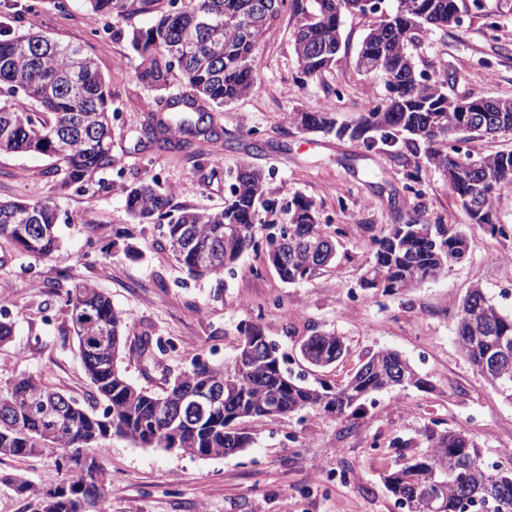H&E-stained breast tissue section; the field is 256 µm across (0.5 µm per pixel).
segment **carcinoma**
<instances>
[{"label":"carcinoma","instance_id":"cac0c4a2","mask_svg":"<svg viewBox=\"0 0 512 512\" xmlns=\"http://www.w3.org/2000/svg\"><path fill=\"white\" fill-rule=\"evenodd\" d=\"M90 16L130 22L148 18L151 24L128 32L139 57L137 78L158 92L156 102L170 109L149 111L139 143L148 151L187 150L194 141L218 142L224 137L213 113L249 93L256 85V51L273 29L286 0H86ZM209 11L219 18L211 31L200 34L194 16ZM366 12L363 0H314L312 11L294 33L299 71L317 78L331 69L342 47V18ZM460 0H392L387 15L363 37L356 64L376 76L389 71L383 103L363 113L346 129L336 113L319 105L294 115L308 133L348 137L368 153L425 146L427 163L448 179L472 223L492 236L508 238L512 227L499 221L495 192L512 183V150L480 156L474 168L464 150L469 137L512 133V100L469 96L468 111L444 91V81L423 80L409 46L437 31L460 24ZM255 17L243 34L238 23ZM179 82L184 90L169 89ZM32 152L53 159L50 173L63 172L62 190L84 186L113 169L112 93L95 59L70 42L41 40L21 26L0 21V153ZM264 173L250 165L233 176L224 206L195 209L172 205V194L156 179L131 185L125 196L128 214L139 224L166 221V249L191 276H219L231 271L249 250L265 238L267 259L287 284L306 282L336 261L337 239L322 229L314 203L299 193L285 194L282 223L259 221L265 195ZM59 215L54 204L0 202V240L21 254L43 258L60 249ZM321 242L325 252L310 255L303 245ZM373 261L360 280L367 292L404 294L437 277L467 251V237L447 224L421 213L390 224L372 237ZM76 333L106 336L107 347L80 352L94 385L88 409L42 381L23 377L0 388V457H35L58 453L62 482L70 495L55 497L36 487L24 474L0 476V482L35 502L36 512H100L108 498V479L95 462L85 464L82 449L117 436L146 448L178 450L192 456L222 457L248 447L251 437L236 427L246 418L273 421L302 410L322 411L355 425L364 412L363 400L393 388L391 371L405 373L404 385L429 386L409 361L391 349L379 350L362 362L342 385H309L283 368L279 354L258 324L240 329L239 353L259 342L262 355L244 362L197 359L187 372L165 380L159 393L131 383L118 364L123 333L130 316L112 306L90 283L59 293ZM456 340L460 351L505 400L512 403V360L491 363L503 344L512 346V313H504L482 290L472 288L459 305ZM141 354L154 363L166 351L161 339L141 340ZM346 347L334 332H315L297 348L309 365L324 368L338 361ZM218 393L221 401L200 411L182 403L186 394ZM424 451L392 470L385 483L402 502L423 507L429 496L440 512H512V455L505 463H487L475 440L463 430L440 427L433 420L422 433Z\"/></svg>","mask_w":512,"mask_h":512}]
</instances>
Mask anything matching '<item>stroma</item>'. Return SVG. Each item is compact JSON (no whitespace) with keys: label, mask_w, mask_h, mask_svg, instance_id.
<instances>
[{"label":"stroma","mask_w":512,"mask_h":512,"mask_svg":"<svg viewBox=\"0 0 512 512\" xmlns=\"http://www.w3.org/2000/svg\"><path fill=\"white\" fill-rule=\"evenodd\" d=\"M24 30L82 45L98 62L112 92V152L117 163L102 176L106 189L89 186L60 191L51 160L35 153L0 154V199L49 201L60 214L61 248L52 258L21 255L0 243V299H7L15 324L12 342L0 345V387L24 376L80 404L94 391L85 373L58 288L91 283L127 312L121 367L138 386L161 390L165 378L199 358L230 361L241 326L255 322L286 353V366L307 382L340 384L367 354L398 351L431 388H394L375 394L367 414L352 428L336 418L304 410L269 422L241 421L252 442L224 458L192 457L180 451L144 448L111 437L90 449L110 482L112 512H399L384 477L396 466L394 439L416 454L421 431L436 418L470 433L490 462L512 452V403L504 400L461 354L455 336L458 305L481 287L504 312L503 294L512 280V238L490 236L472 224L447 180L427 164L423 149L395 157L367 154L358 142L299 131L291 113L332 99L338 118L352 122L381 104L384 82L358 69L360 43L375 24L373 14L343 18L345 41L336 65L320 78L298 80L294 30L300 14L286 9L257 50L259 77L247 96L225 106L217 120L223 141L200 153L137 150L136 131L155 106L154 92L136 78L138 57L126 36L91 35L85 0H13ZM468 9L460 27L426 37L415 48L420 69L444 79L449 97L512 99V0H483ZM222 156V167L211 165ZM268 171L266 197L282 203L285 191L313 201L327 233H339L335 266L295 285L282 282L265 250L246 253L234 273L193 278L165 248L159 228L136 224L124 207L128 185L154 178L172 193L173 205L222 206L241 163ZM419 169L416 192L404 188L405 174ZM421 211L463 232L469 250L437 278L403 295H364L348 301L372 256L373 234ZM316 331L342 336L347 352L335 364L312 372L299 361L296 343ZM168 341L158 366L148 372L139 339ZM428 359H421V352ZM57 455L0 457V473H24L51 488L61 474Z\"/></svg>","instance_id":"35a3bbf8"}]
</instances>
